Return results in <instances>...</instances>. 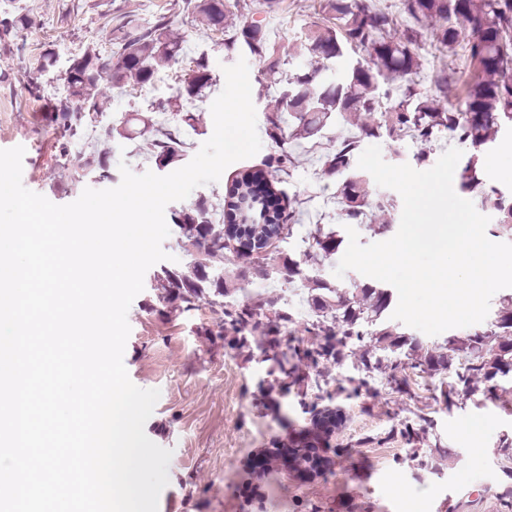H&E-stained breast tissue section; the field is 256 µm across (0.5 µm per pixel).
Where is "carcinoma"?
Here are the masks:
<instances>
[{"mask_svg": "<svg viewBox=\"0 0 512 512\" xmlns=\"http://www.w3.org/2000/svg\"><path fill=\"white\" fill-rule=\"evenodd\" d=\"M6 13L0 9V41L30 29L35 23L27 0H12ZM405 13L420 28L431 31L443 49L461 47L475 69L465 83L458 108L445 106L448 72L441 73L438 91L422 92L408 82L420 68L415 35H396V18L372 0H326L329 19L316 24L299 41L282 51L271 41L260 22L245 19L256 12L273 13L281 0H182V13L204 31L229 34L227 51L247 50L261 63L259 83L275 89L267 100L268 135L275 152L261 167L240 172L224 196L226 222L213 218V207L200 197L170 212L178 243L192 256L180 270H164L158 277L165 288L162 300L186 311L205 300L217 315V325L229 334L230 348L245 346L247 334L266 338L269 348H279L270 361L276 379L295 373L299 364L317 370L315 386L321 387L323 368L349 356L356 358L367 373L379 371L390 382L410 368L432 377L461 358L454 382L446 395L470 396L480 383L499 380L488 392L501 398L512 393V297L502 300L495 318L486 326L445 343L423 346L397 328L383 322L392 294L369 284L350 283L329 288L312 281L307 302L314 320L308 332L317 342L302 349L281 345V329L291 322L290 313L277 307L278 301L234 302L227 300L231 288L220 262L230 248L239 267L237 277L258 270L260 276H281L288 282L307 281L306 271L319 267L339 250L342 239L334 224H318L310 243L299 258L277 262L271 257L260 263L251 256L268 246L270 239L283 241L300 222L299 211L282 204L273 184V173L294 164L288 145L317 137L329 123H341L359 130L365 137L385 136L392 141L410 136L429 147L446 133L465 152L456 169V187L465 199L496 214V227L512 232V193L507 195L484 181L483 159L501 134L512 130V0H403ZM104 25L110 28L111 47L102 51L88 47L72 57L66 68L57 69L56 53L46 48L38 58L37 72L53 74L64 89L51 112V122L60 133L59 154L74 170L111 176L110 142L115 136H131L120 126L100 133L101 147L71 155L70 149L99 123L106 98L101 86L144 87L154 83L186 57V40L167 14L142 23L134 11L107 12ZM364 52L338 81L324 73L349 52ZM306 64L288 72L293 59ZM399 84V94L385 110L378 107L377 91L382 84ZM213 85L205 56L192 57L189 68L175 90V98L193 104ZM358 141L344 139L325 155L323 175L336 180V196L347 220L360 223L373 215L377 230L391 224L393 203L372 195L366 176L355 166ZM150 148L155 164L165 169L181 160L185 143L180 127L171 124L153 128ZM262 463L251 468L258 483L239 488L247 507L266 512L261 481L282 468L274 449L264 451Z\"/></svg>", "mask_w": 512, "mask_h": 512, "instance_id": "1", "label": "carcinoma"}]
</instances>
